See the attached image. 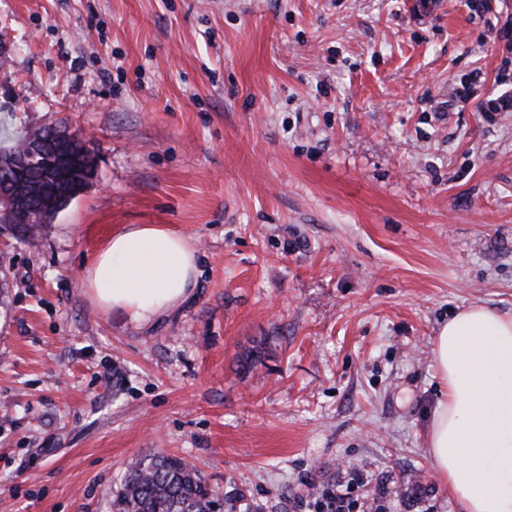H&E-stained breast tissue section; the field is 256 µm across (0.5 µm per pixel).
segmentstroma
<instances>
[{
    "label": "stroma",
    "mask_w": 512,
    "mask_h": 512,
    "mask_svg": "<svg viewBox=\"0 0 512 512\" xmlns=\"http://www.w3.org/2000/svg\"><path fill=\"white\" fill-rule=\"evenodd\" d=\"M0 41V148L96 141L51 221H0V512H116L160 454L236 512L355 477L462 512L428 455L432 341L512 314V0H0ZM128 224L199 254L143 327L80 277Z\"/></svg>",
    "instance_id": "obj_1"
}]
</instances>
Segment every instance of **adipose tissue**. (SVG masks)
I'll return each mask as SVG.
<instances>
[{"instance_id": "adipose-tissue-1", "label": "adipose tissue", "mask_w": 512, "mask_h": 512, "mask_svg": "<svg viewBox=\"0 0 512 512\" xmlns=\"http://www.w3.org/2000/svg\"><path fill=\"white\" fill-rule=\"evenodd\" d=\"M93 301L145 325L189 301L196 249L165 224H129L105 239L81 272ZM433 358L442 394L427 446L464 512H512V315L468 306L442 324Z\"/></svg>"}]
</instances>
